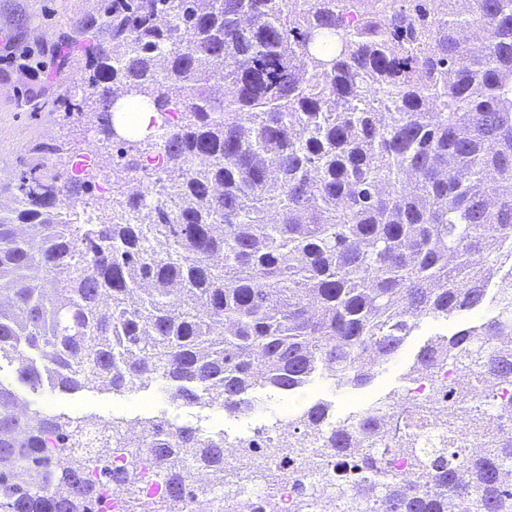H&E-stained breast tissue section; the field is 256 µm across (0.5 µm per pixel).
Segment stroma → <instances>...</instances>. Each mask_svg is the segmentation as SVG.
<instances>
[{"label":"stroma","instance_id":"obj_1","mask_svg":"<svg viewBox=\"0 0 512 512\" xmlns=\"http://www.w3.org/2000/svg\"><path fill=\"white\" fill-rule=\"evenodd\" d=\"M101 0H0V47L12 44L26 54L25 64H0V204L13 205L16 178L36 147L59 146L51 157L52 170L76 164L75 146L87 128L86 117L64 110L67 100L84 91L85 48L109 46L110 35L97 20ZM481 313L428 320L408 337L404 354L415 357L435 334L452 335L463 326L480 322ZM407 359V361H408ZM407 361H392L379 368L366 388L340 389L337 406L363 411L366 395L382 400L406 384ZM54 413L80 408L86 415L108 417L115 410L110 392L80 390L51 395Z\"/></svg>","mask_w":512,"mask_h":512}]
</instances>
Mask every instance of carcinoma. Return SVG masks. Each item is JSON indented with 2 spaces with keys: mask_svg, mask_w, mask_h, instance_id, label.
Masks as SVG:
<instances>
[{
  "mask_svg": "<svg viewBox=\"0 0 512 512\" xmlns=\"http://www.w3.org/2000/svg\"><path fill=\"white\" fill-rule=\"evenodd\" d=\"M112 43L93 52L89 114L110 148L128 107L156 112L126 127L116 165L58 178L34 158L21 207L0 212V362L32 391L132 392L158 377L185 405L252 414L259 392L291 394L316 377L362 388L425 320L488 307L427 340L412 372L448 364L467 387L448 402L512 385V0H103ZM168 170L161 201L126 194L95 220L57 207L97 187L103 168ZM0 380V512H93L101 486L88 449L145 456L168 512L224 483V438L164 421L29 413ZM316 401L300 427L360 471L359 505L386 512H512V433L471 448H416L406 408L325 428ZM373 440L378 448L362 447ZM60 448L55 468L38 463Z\"/></svg>",
  "mask_w": 512,
  "mask_h": 512,
  "instance_id": "carcinoma-1",
  "label": "carcinoma"
}]
</instances>
